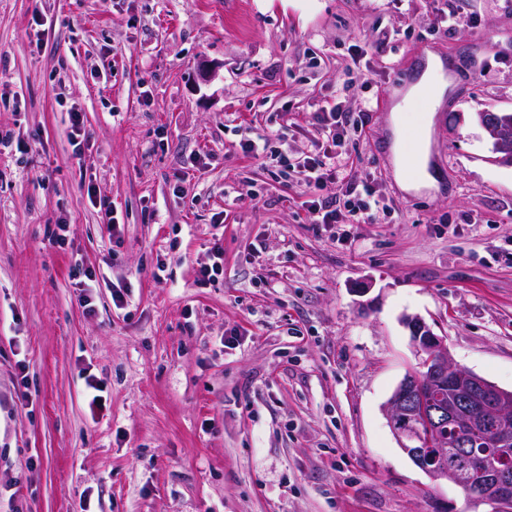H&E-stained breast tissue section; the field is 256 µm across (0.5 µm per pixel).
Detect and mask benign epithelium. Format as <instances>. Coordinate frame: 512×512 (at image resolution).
I'll list each match as a JSON object with an SVG mask.
<instances>
[{
  "label": "benign epithelium",
  "instance_id": "1",
  "mask_svg": "<svg viewBox=\"0 0 512 512\" xmlns=\"http://www.w3.org/2000/svg\"><path fill=\"white\" fill-rule=\"evenodd\" d=\"M479 122L496 142L495 162L512 166V119L488 117ZM413 333L419 366L406 374L384 406V413L400 447L431 479H445L472 495L477 503L494 505V512H512V392L454 362L445 340L435 335L421 318L407 317ZM453 393L448 402H429L438 389ZM481 437L495 453L474 458L471 447ZM451 447L462 467L429 462L428 448Z\"/></svg>",
  "mask_w": 512,
  "mask_h": 512
}]
</instances>
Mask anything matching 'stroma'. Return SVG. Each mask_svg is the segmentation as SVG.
<instances>
[{"label": "stroma", "mask_w": 512, "mask_h": 512, "mask_svg": "<svg viewBox=\"0 0 512 512\" xmlns=\"http://www.w3.org/2000/svg\"><path fill=\"white\" fill-rule=\"evenodd\" d=\"M423 45L454 83L431 127L406 115L404 154L427 132L438 174L416 193L390 109ZM337 95L387 208L324 230L238 143L298 157ZM480 112L512 113V0H0V512H492L383 412L418 363L406 315L512 391V168Z\"/></svg>", "instance_id": "1"}]
</instances>
